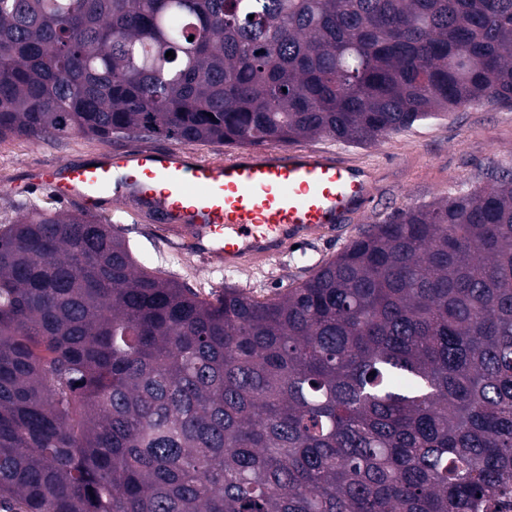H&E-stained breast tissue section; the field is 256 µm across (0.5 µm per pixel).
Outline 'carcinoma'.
Wrapping results in <instances>:
<instances>
[{
    "label": "carcinoma",
    "instance_id": "carcinoma-1",
    "mask_svg": "<svg viewBox=\"0 0 512 512\" xmlns=\"http://www.w3.org/2000/svg\"><path fill=\"white\" fill-rule=\"evenodd\" d=\"M483 103L512 105V0H0V141L364 146ZM490 179L262 300L89 213L0 225V512H512Z\"/></svg>",
    "mask_w": 512,
    "mask_h": 512
}]
</instances>
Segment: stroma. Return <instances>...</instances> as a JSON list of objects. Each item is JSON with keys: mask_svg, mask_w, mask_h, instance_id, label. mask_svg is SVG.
<instances>
[{"mask_svg": "<svg viewBox=\"0 0 512 512\" xmlns=\"http://www.w3.org/2000/svg\"><path fill=\"white\" fill-rule=\"evenodd\" d=\"M172 140L129 139L104 144L72 137L0 142V222L12 221L19 207L49 206L82 210L79 201L63 202L33 183L35 175L61 163H78L104 151L122 152L172 147ZM302 148L332 150L377 176L374 199L356 219L335 231L315 234L297 248L257 265L227 270L197 256L189 239L169 237L152 221L124 213L126 235L139 247L150 267L201 292L233 285L263 299L286 290L322 261L348 245L368 224H379L399 211L452 198L486 186L488 170L512 169V106L478 105L415 123L381 137L375 144L356 146L330 137L307 139Z\"/></svg>", "mask_w": 512, "mask_h": 512, "instance_id": "1", "label": "stroma"}]
</instances>
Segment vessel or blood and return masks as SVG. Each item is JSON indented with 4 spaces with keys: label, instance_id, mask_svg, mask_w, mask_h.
<instances>
[{
    "label": "vessel or blood",
    "instance_id": "vessel-or-blood-1",
    "mask_svg": "<svg viewBox=\"0 0 512 512\" xmlns=\"http://www.w3.org/2000/svg\"><path fill=\"white\" fill-rule=\"evenodd\" d=\"M57 197L89 209L102 199L161 216L198 254L228 269L260 264L288 245L360 214L371 174L330 151L249 149L208 161L177 148L104 153L38 175Z\"/></svg>",
    "mask_w": 512,
    "mask_h": 512
}]
</instances>
